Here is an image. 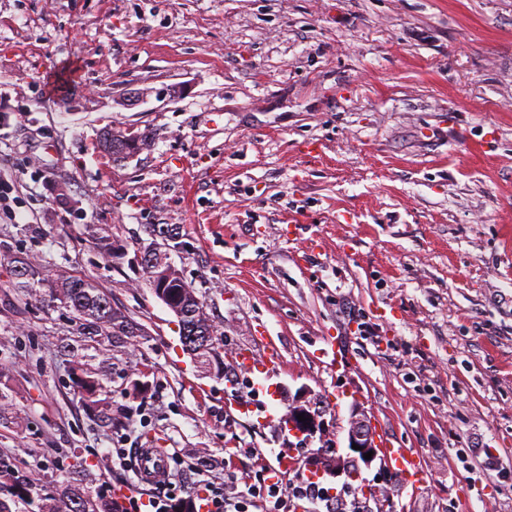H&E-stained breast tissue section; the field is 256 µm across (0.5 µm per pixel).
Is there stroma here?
I'll use <instances>...</instances> for the list:
<instances>
[{
  "mask_svg": "<svg viewBox=\"0 0 512 512\" xmlns=\"http://www.w3.org/2000/svg\"><path fill=\"white\" fill-rule=\"evenodd\" d=\"M131 89L148 95L121 105ZM110 125L153 145L116 164ZM149 224L178 227L171 260L225 360L277 350L261 388L183 351L137 261ZM0 243L93 279L143 329L107 357L100 427L57 354L77 320L0 257L1 498L80 462L91 492L136 483L123 444L245 488L306 389L338 448L357 403L421 455L417 491L362 471L395 512H512V476L475 464H512V0H0Z\"/></svg>",
  "mask_w": 512,
  "mask_h": 512,
  "instance_id": "35a3bbf8",
  "label": "stroma"
}]
</instances>
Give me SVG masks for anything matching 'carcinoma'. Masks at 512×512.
Segmentation results:
<instances>
[{"label":"carcinoma","instance_id":"cac0c4a2","mask_svg":"<svg viewBox=\"0 0 512 512\" xmlns=\"http://www.w3.org/2000/svg\"><path fill=\"white\" fill-rule=\"evenodd\" d=\"M145 232L152 240L176 242L178 232L170 224H148ZM90 236L97 247L109 258H121L112 246V238L103 227L90 228ZM141 267L153 293L168 294L182 312L179 321L180 340L197 364L216 374L227 376L233 369L224 364V357L215 346L216 326L203 312L204 304L191 288H185L178 270L162 251H144ZM11 275L14 285L22 290L35 291L45 285L49 288V302H59L68 308L79 321L77 339L60 345L59 356L69 362L72 383L78 388L88 409L97 420L112 426V413L107 398V383L111 372L105 363L93 366L82 352H110L133 342L141 335L139 325L112 302V298L92 279L77 277L59 268L47 278L25 259L11 257ZM87 469L78 465L71 480L54 494L37 503V512H115L117 503L112 497L93 496L85 491Z\"/></svg>","mask_w":512,"mask_h":512}]
</instances>
